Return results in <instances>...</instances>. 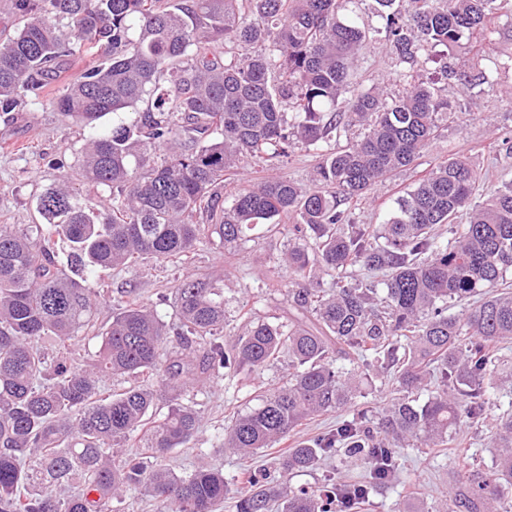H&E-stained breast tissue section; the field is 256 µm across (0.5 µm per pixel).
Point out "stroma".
<instances>
[{
	"mask_svg": "<svg viewBox=\"0 0 512 512\" xmlns=\"http://www.w3.org/2000/svg\"><path fill=\"white\" fill-rule=\"evenodd\" d=\"M487 38L491 50L480 63L487 82L465 86L452 79L442 83V93L454 104L455 114L443 127L440 139L414 165L375 184L367 199L354 209L356 223H383L397 198L413 190L436 164L458 155L468 156L484 172L479 195L489 196L502 184L512 182V151L503 146L504 141H512L511 10L496 15ZM395 70L389 49L380 41L367 43L354 60V71L364 89L381 83L388 93H398ZM85 136L83 126L56 112L46 101L23 104L20 111L8 116L0 114V224L38 221L37 197L58 183L75 164ZM318 161L313 148L295 144L287 158L276 165L242 164L236 174L226 176L224 193L229 196L241 186L277 176L310 183ZM287 242V235L271 236L261 228L249 232L241 248L231 252H221L201 242L183 261L147 259L136 267L112 271L109 286L116 292L135 293L170 321L174 318V296L179 284L189 277L210 278L224 288L229 321L224 334L231 337L240 324L238 310L246 304L254 318L275 316L287 320L289 273L273 268ZM283 371V365L277 364L258 375L240 374L232 381L215 378L206 390L190 394L203 416V425L194 438L169 455L167 462L181 472L193 468L202 455L212 467L221 470L228 492L220 512H235L244 473L270 465L276 451L269 448L257 456L242 458L224 452L217 435L245 407L244 401L237 399V392L263 394L276 386ZM511 405L512 391L501 389L491 399L483 420L474 426L459 427L444 450L427 454L404 450L395 476L376 489L361 512H393L409 503L416 512H436L438 489L455 483L464 472L465 462L477 459L491 463L496 419ZM366 473L365 464L340 469L331 460L290 474L288 482L295 488H314L330 483L336 476L351 481Z\"/></svg>",
	"mask_w": 512,
	"mask_h": 512,
	"instance_id": "stroma-1",
	"label": "stroma"
}]
</instances>
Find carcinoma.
<instances>
[{"label":"carcinoma","instance_id":"cac0c4a2","mask_svg":"<svg viewBox=\"0 0 512 512\" xmlns=\"http://www.w3.org/2000/svg\"><path fill=\"white\" fill-rule=\"evenodd\" d=\"M349 2L12 0L1 113L37 100L65 60L83 51L97 60L53 101L88 129L78 164L39 196L43 223L0 225V512H114L131 486L157 512H213L227 494L223 472L201 461L178 474L166 464L201 427L180 397L218 375L261 372L284 353L282 385L231 420L222 448L256 454L349 407L336 432L285 449L278 469L336 456L364 462L371 478L309 490L256 471L236 512H350L394 476L402 450L447 446L464 418L482 416L502 375L512 377L499 354L512 341V185L475 202L483 175L457 156L379 226L354 223L347 207L413 165L453 113L420 73L427 47L467 40L469 57L445 77L471 78L489 53L493 15L512 0H374L404 86L396 97L357 88L352 61L369 36L344 14ZM140 103L136 123L101 128L106 115ZM355 125L361 139L326 147ZM295 140L321 156L311 185L277 178L223 197L228 171L285 158ZM74 180L112 190V206L86 209ZM284 216L294 220L282 264L296 319L248 321L226 349L224 289L197 277L177 288V326L123 292L96 330L108 297L92 286L100 272L180 259L214 237L235 249L258 226L279 232ZM356 267L382 277L352 282ZM462 301V314H448ZM79 336L101 339L80 367L61 351ZM338 357L361 361L400 397L369 418L356 374L336 367ZM114 377L142 384L107 394ZM494 448L492 465H476L445 498L466 512H505L512 412L498 417Z\"/></svg>","mask_w":512,"mask_h":512}]
</instances>
